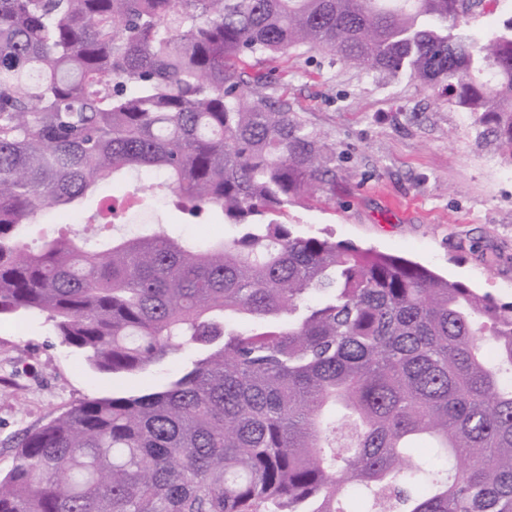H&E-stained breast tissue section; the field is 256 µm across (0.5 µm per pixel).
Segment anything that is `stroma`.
Masks as SVG:
<instances>
[{
  "mask_svg": "<svg viewBox=\"0 0 512 512\" xmlns=\"http://www.w3.org/2000/svg\"><path fill=\"white\" fill-rule=\"evenodd\" d=\"M248 72L279 76L291 111L335 147L333 181L286 209L296 232L401 256L512 298V164L495 142L480 139L469 113L408 74L345 66L319 51L253 62ZM137 187L148 206L123 215V226L160 225L188 238L234 233L219 214L190 221L154 171L103 191L119 196ZM184 361L177 354L141 374L112 375L64 344L44 315H0V475L24 433L81 401L157 387Z\"/></svg>",
  "mask_w": 512,
  "mask_h": 512,
  "instance_id": "obj_1",
  "label": "stroma"
}]
</instances>
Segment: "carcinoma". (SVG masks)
<instances>
[{
	"instance_id": "carcinoma-1",
	"label": "carcinoma",
	"mask_w": 512,
	"mask_h": 512,
	"mask_svg": "<svg viewBox=\"0 0 512 512\" xmlns=\"http://www.w3.org/2000/svg\"><path fill=\"white\" fill-rule=\"evenodd\" d=\"M484 2L0 0V315H47L101 372L196 353L25 433L0 512H512V300L296 234L330 147L246 79L300 50L407 72L512 162V18L475 39ZM144 167L236 235L128 236L102 207L21 240Z\"/></svg>"
}]
</instances>
